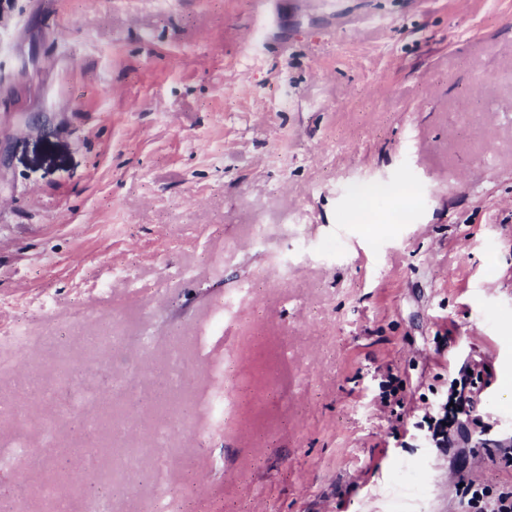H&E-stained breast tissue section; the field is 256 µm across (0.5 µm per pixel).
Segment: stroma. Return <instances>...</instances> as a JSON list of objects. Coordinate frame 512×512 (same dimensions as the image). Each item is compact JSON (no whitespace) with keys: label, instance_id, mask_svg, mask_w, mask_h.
Listing matches in <instances>:
<instances>
[{"label":"stroma","instance_id":"1","mask_svg":"<svg viewBox=\"0 0 512 512\" xmlns=\"http://www.w3.org/2000/svg\"><path fill=\"white\" fill-rule=\"evenodd\" d=\"M464 368L473 422L434 447ZM20 441L43 465L0 467V512L512 492V0H9L0 448Z\"/></svg>","mask_w":512,"mask_h":512}]
</instances>
